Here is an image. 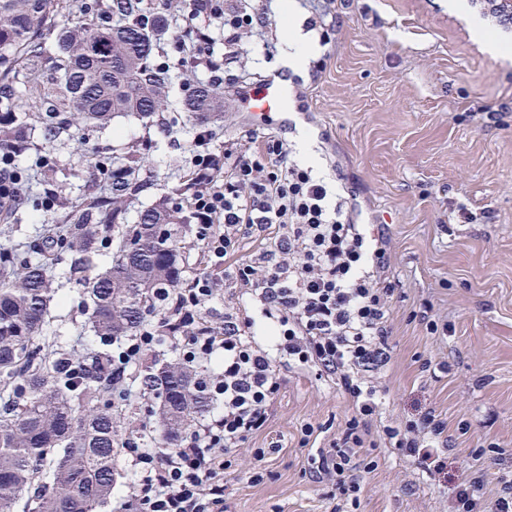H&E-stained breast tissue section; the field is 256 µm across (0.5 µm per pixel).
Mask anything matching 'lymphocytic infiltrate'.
I'll use <instances>...</instances> for the list:
<instances>
[{
    "instance_id": "obj_1",
    "label": "lymphocytic infiltrate",
    "mask_w": 512,
    "mask_h": 512,
    "mask_svg": "<svg viewBox=\"0 0 512 512\" xmlns=\"http://www.w3.org/2000/svg\"><path fill=\"white\" fill-rule=\"evenodd\" d=\"M178 13L193 41L187 61L206 69L211 83H219L220 66L209 29L223 31L228 60L246 34L262 39L266 55L276 50L265 39L266 0H183ZM194 165V237L208 253L210 270L176 289L170 310L181 330L179 357L194 365L220 364L218 372L200 377L220 411L183 434L174 448L149 444L143 427L130 428L129 505L134 512H224L228 459L266 427L287 363L314 366L352 402L354 418L319 449L311 478L327 482L341 498L359 500L360 452L375 442L377 375L390 360L392 239L355 223L347 199L332 195L279 136L243 130L223 156L199 154ZM246 238L260 244L258 259L235 262ZM227 281L253 287L277 313L274 349L259 346L233 313H218L215 303ZM447 427L426 408L404 427L387 426L382 433L427 468Z\"/></svg>"
}]
</instances>
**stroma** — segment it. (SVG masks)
Returning a JSON list of instances; mask_svg holds the SVG:
<instances>
[{"instance_id": "1", "label": "stroma", "mask_w": 512, "mask_h": 512, "mask_svg": "<svg viewBox=\"0 0 512 512\" xmlns=\"http://www.w3.org/2000/svg\"><path fill=\"white\" fill-rule=\"evenodd\" d=\"M281 0H272L268 35L277 55L265 56L250 39L227 64L230 82L218 90V116L204 126L207 149L223 154L225 142L253 127L240 99V82L254 86L280 71ZM328 41L306 31L314 51L299 71L293 127L278 132L291 143L306 139L313 170L332 189L350 193L358 223L385 225L395 246L389 279L394 287L392 360L381 383L384 404L373 428L402 426L415 406L431 407L448 424L461 452L448 457L447 476L431 475L397 449H364L376 466L364 474L359 502L331 498L327 484L312 482L311 458L343 430L353 409L334 381L306 366L285 369L267 427L232 456L224 471V512H452L445 477L483 470L485 500L493 502L503 482L512 481V55L504 57L476 38L473 19L495 27L512 42V26H495L481 7L453 9L448 0H320ZM179 31L170 28L156 62L170 67L173 89L164 112L151 119L115 118L104 128L69 129L47 145L11 161L30 182L40 179L43 155H50L69 198H78L96 162L123 157L137 145L147 163L149 187L130 209L160 200L178 205V189L192 174L194 139L202 126L181 109L188 88L209 75L185 63ZM496 108L491 127L467 112L469 102ZM490 208L493 223L456 224L448 216L459 204ZM64 211L31 200L0 220V245L19 261L41 259L37 245L44 221ZM67 254L55 253L48 272L55 279L45 333L85 352L91 333L85 324L81 287L66 273ZM431 304L436 328L418 312ZM220 307L253 320L256 333L270 324L259 299L246 286L226 283ZM447 362L448 371L423 370L424 362ZM313 427L316 436L305 439ZM277 452H269V445ZM267 449L268 475H250L253 449Z\"/></svg>"}]
</instances>
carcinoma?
<instances>
[{"label":"carcinoma","instance_id":"carcinoma-1","mask_svg":"<svg viewBox=\"0 0 512 512\" xmlns=\"http://www.w3.org/2000/svg\"><path fill=\"white\" fill-rule=\"evenodd\" d=\"M65 0H0V152L5 161L34 145L40 130L51 142L67 126L103 127L122 114L149 118L165 110L169 69L151 62L168 25L142 0H106L102 12L85 4L84 18L58 28ZM54 39L56 73L69 113L49 105L28 122L20 113L18 84L31 62ZM200 123L219 108L218 94L200 84L182 101ZM143 157L134 150L110 167L90 172L83 194L67 197L46 181L42 199L66 211L53 248L70 255L69 275L80 276L84 312L96 338L83 357L42 336L53 299L43 262L15 267V254L0 249V512H94L111 501L112 460L122 445L120 414L112 400L126 375L112 367L117 345L148 317L154 335L174 336L164 310L182 283V259L172 228L181 209L160 201L127 222L128 206L147 189ZM121 228L117 243L101 236ZM113 249L110 264L86 274L91 257ZM198 369L180 360L144 366L143 390L159 400L166 444L174 446L208 406L196 389Z\"/></svg>","mask_w":512,"mask_h":512}]
</instances>
